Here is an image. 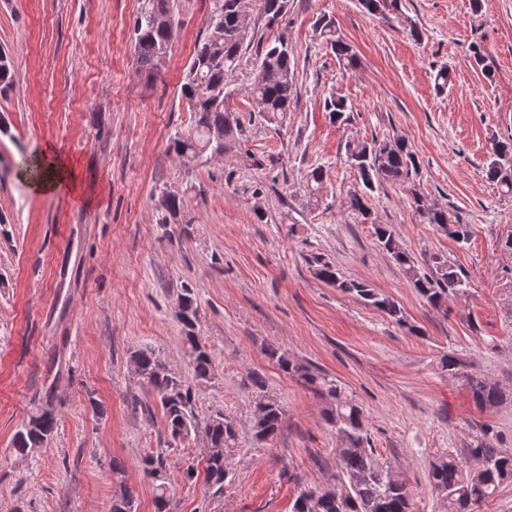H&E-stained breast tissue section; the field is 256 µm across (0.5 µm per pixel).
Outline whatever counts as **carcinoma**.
<instances>
[{"label":"carcinoma","instance_id":"cac0c4a2","mask_svg":"<svg viewBox=\"0 0 512 512\" xmlns=\"http://www.w3.org/2000/svg\"><path fill=\"white\" fill-rule=\"evenodd\" d=\"M358 2L367 13L385 19L400 11L401 6V0ZM251 3L269 30L278 28L288 13V0H215L205 38L197 45L181 85L190 123L176 127L169 136L168 150L180 159L187 153L197 157L205 154L222 157L236 145L243 126L228 107V100L234 94L229 77L247 49L253 47L256 53V75L249 90L255 108L249 112V120L279 127L292 111L297 99L294 55L290 48L283 46L281 38L267 40L257 36L243 17L245 7ZM174 4L175 0H143L135 18L136 63L139 71L148 75L167 55L171 29L178 22ZM316 30L344 67L357 66L356 51L335 34L332 20L319 19ZM13 86V60L0 50V96L8 95ZM324 107L338 121L351 111L347 100L337 96L325 99ZM346 155L363 186L362 192H355L348 198V209L363 221L370 220V193L385 183H403L408 185L421 223L435 225L458 244L468 243L469 225L462 223L456 212L432 204L416 183L420 160L404 139L374 137L347 148ZM485 174L489 181L512 193V138L493 144ZM323 179L321 167L306 174L303 189L309 200L318 201ZM373 229L378 246L402 267L412 287L433 309L446 311L448 301L465 296L467 283L448 257L434 253L419 261L401 247L391 225L375 224ZM316 275L341 292L385 313L397 324L406 325L398 304L368 282L344 279L328 262L319 265ZM178 300L181 303L179 322L188 344L193 377L207 381L214 365L211 353L195 333L198 303L193 289H184ZM265 354L280 371L302 380L326 399L323 419L336 430L340 441V448L336 449L339 467L336 481L343 491L338 495L325 488L303 487L294 500L293 512H414L407 483L391 479L389 467L378 461L369 448L370 436L362 406L348 397L336 379L311 371L288 351L268 347ZM131 360L138 364L144 383L156 396L172 441L190 438L199 428L191 385L150 347L134 351ZM440 363L451 377L469 390L478 407L493 409L503 403L505 393L499 385L470 370L461 358L446 353ZM251 382L256 409L262 413L254 436L262 442L271 441L280 433L284 410L279 402L265 394L263 377L255 375ZM56 427L57 417L51 405L36 409L18 425L12 438L14 451L21 457L28 456L43 440L53 436ZM204 432L207 478L219 493L230 475L224 470V464L236 444L238 430L233 418L218 411L207 418ZM141 469L155 491V512H172L164 457L146 455ZM124 472L123 464L112 460V473L116 475L112 512H134L135 498L123 480ZM428 481L432 490L446 501L448 512H473L474 506L491 498L502 485L512 483V448L497 447L490 439V432L484 430L472 438L463 456L450 451L432 461Z\"/></svg>","mask_w":512,"mask_h":512}]
</instances>
